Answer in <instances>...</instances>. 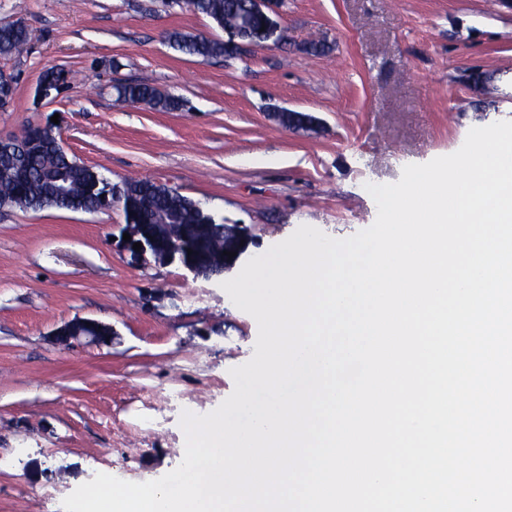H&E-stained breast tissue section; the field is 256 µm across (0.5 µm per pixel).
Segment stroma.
<instances>
[{
    "label": "stroma",
    "mask_w": 512,
    "mask_h": 512,
    "mask_svg": "<svg viewBox=\"0 0 512 512\" xmlns=\"http://www.w3.org/2000/svg\"><path fill=\"white\" fill-rule=\"evenodd\" d=\"M19 18L31 41L0 58L17 78L0 135L55 122L70 155L112 183L146 178L246 226L252 257L302 225L334 239L369 228L366 184L397 182L404 166L457 151L471 128L512 120L503 0H286V41L205 62L167 33L224 31L161 0H0V23ZM313 43L324 52L308 53ZM50 67L69 82L44 100L35 90ZM128 81L186 105L118 103ZM272 107L311 113L321 130L287 131ZM124 221L118 206L0 207V512H64L99 472L146 482L174 470L183 411L219 407L231 369L255 352L258 325L220 280L132 265L117 240ZM78 317L117 339L53 344Z\"/></svg>",
    "instance_id": "obj_1"
}]
</instances>
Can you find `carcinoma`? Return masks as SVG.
Masks as SVG:
<instances>
[{
  "label": "carcinoma",
  "mask_w": 512,
  "mask_h": 512,
  "mask_svg": "<svg viewBox=\"0 0 512 512\" xmlns=\"http://www.w3.org/2000/svg\"><path fill=\"white\" fill-rule=\"evenodd\" d=\"M194 13L210 19L221 29L237 23L247 0H184ZM169 43L179 51L208 61L229 54L221 39L171 31L167 34ZM30 41L26 27L6 25L0 27V57L10 58L22 53ZM67 83V75L56 68L43 71L40 84L52 91H59ZM117 100L126 103H143L159 112H178L183 109V100L164 93L154 86L138 81L125 82L116 86ZM30 139L26 143L27 175L19 178L8 164L0 165V201L9 206L41 210L53 208L48 194L54 189L47 180V173L63 170L69 186L67 209L82 210L112 207V187L93 168L67 155H57L40 136V126L27 127ZM125 219L135 224H198L201 233H207L206 225L212 223L210 215L195 201L173 193L164 185L150 180L135 179L122 186Z\"/></svg>",
  "instance_id": "cac0c4a2"
}]
</instances>
